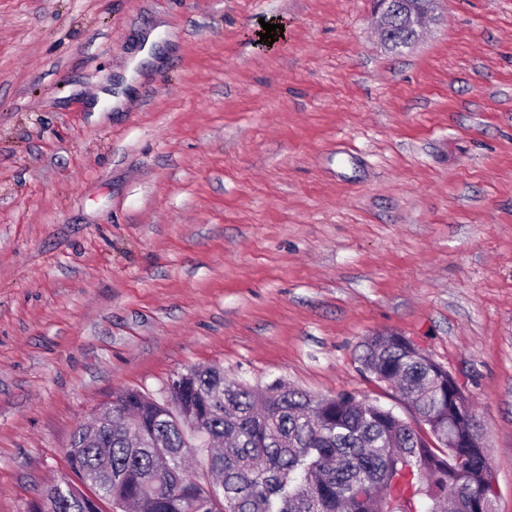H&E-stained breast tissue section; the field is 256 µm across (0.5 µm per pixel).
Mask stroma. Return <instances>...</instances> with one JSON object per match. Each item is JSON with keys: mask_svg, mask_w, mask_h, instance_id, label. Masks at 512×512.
Segmentation results:
<instances>
[{"mask_svg": "<svg viewBox=\"0 0 512 512\" xmlns=\"http://www.w3.org/2000/svg\"><path fill=\"white\" fill-rule=\"evenodd\" d=\"M373 12L0 0V512L194 366L415 423L363 365L390 333L456 378L512 512V0H444L399 53Z\"/></svg>", "mask_w": 512, "mask_h": 512, "instance_id": "35a3bbf8", "label": "stroma"}]
</instances>
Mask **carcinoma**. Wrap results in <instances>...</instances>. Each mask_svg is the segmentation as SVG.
<instances>
[{"mask_svg":"<svg viewBox=\"0 0 512 512\" xmlns=\"http://www.w3.org/2000/svg\"><path fill=\"white\" fill-rule=\"evenodd\" d=\"M363 362L398 384L432 440L365 398H313L281 381L258 409L252 388L207 366L162 402L137 389L113 393V415L71 438L70 464L87 492L49 485L39 512H101L103 502L138 512H387L392 479L405 468L422 493L399 512H437L456 496L449 512H470L492 498L480 474L485 449L448 447V421L466 435L460 386L396 334L368 337ZM195 434L216 476L209 485L186 469Z\"/></svg>","mask_w":512,"mask_h":512,"instance_id":"carcinoma-1","label":"carcinoma"}]
</instances>
